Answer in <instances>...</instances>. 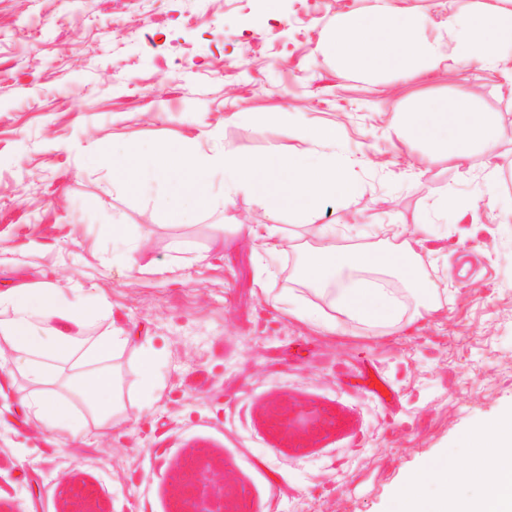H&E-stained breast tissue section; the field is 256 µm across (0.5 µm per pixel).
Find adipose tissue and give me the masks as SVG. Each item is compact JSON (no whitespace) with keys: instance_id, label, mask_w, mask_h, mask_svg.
Segmentation results:
<instances>
[{"instance_id":"adipose-tissue-1","label":"adipose tissue","mask_w":512,"mask_h":512,"mask_svg":"<svg viewBox=\"0 0 512 512\" xmlns=\"http://www.w3.org/2000/svg\"><path fill=\"white\" fill-rule=\"evenodd\" d=\"M453 28L455 49L463 58L478 57L490 64L499 45L512 46L511 15L492 12L470 21L457 18ZM322 49L363 70L386 65L408 68L418 62L432 70L440 61L438 45L417 39L408 24L394 19L382 27L363 14L337 17ZM399 131L434 148H449L459 159L491 140L489 118L457 100L433 101L402 119ZM302 134L312 145L303 156L272 152L243 158L229 150L206 151L197 142L156 151L152 176L175 189L172 222L181 223L182 203L206 208L213 178L222 174L225 197L244 191L271 214L298 216L303 229L298 239L278 224H241L237 230L261 253L288 249L297 253L296 283L328 298L334 311L330 317L316 310L304 313L310 324L331 335L350 322L392 332L401 327L404 315L415 320L434 315L438 298L422 264L419 225H398L393 243L384 248L351 249L339 245L336 225L311 223L322 201L348 199L356 186L323 159L324 149L339 139L336 126L309 125ZM393 278L401 282V289L390 287ZM85 294L82 288L27 284L0 291V359L10 362L29 384L22 399L29 418L62 435L84 415L103 432L123 419L121 379L112 362L127 350L137 353L144 392L152 395L157 390L156 351L135 344L119 328L91 335L92 325L109 307L101 299L84 303ZM467 440L478 450L471 467L463 470L451 458L438 459L412 477L392 512H512V417L471 430ZM430 481L443 487L450 482L474 484L478 492L465 496L443 491L430 496L424 490Z\"/></svg>"}]
</instances>
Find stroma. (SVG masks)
Segmentation results:
<instances>
[{
  "instance_id": "obj_1",
  "label": "stroma",
  "mask_w": 512,
  "mask_h": 512,
  "mask_svg": "<svg viewBox=\"0 0 512 512\" xmlns=\"http://www.w3.org/2000/svg\"><path fill=\"white\" fill-rule=\"evenodd\" d=\"M512 11V0H0V290L92 288L107 325L158 352L148 398L123 354L126 416L59 436L32 423L28 385L0 370V502L61 512L72 487L104 512H174L194 458L224 466L241 512H389L441 456L469 464L467 434L512 415V50L487 67L451 49L454 15ZM428 14L439 68L364 71L320 45L336 17ZM468 89L495 121L466 160L400 136L401 113ZM333 121L337 164L358 194L313 221L382 244L421 224L441 311L392 334L351 324L331 336L284 315L260 282L296 287L292 253L258 256L234 226L267 224L251 196L168 218L150 173L134 187L101 159L208 129L209 144L260 157L309 149L302 126ZM449 198L446 214L433 205ZM124 227L125 242L107 227ZM289 418L279 428L273 412Z\"/></svg>"
}]
</instances>
